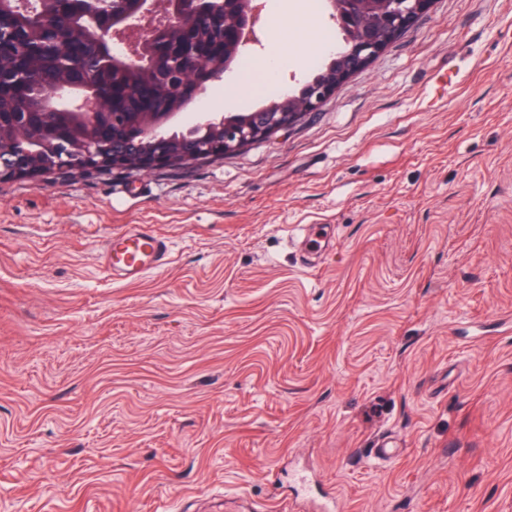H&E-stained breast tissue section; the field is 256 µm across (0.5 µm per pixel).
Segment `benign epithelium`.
<instances>
[{
    "instance_id": "obj_1",
    "label": "benign epithelium",
    "mask_w": 512,
    "mask_h": 512,
    "mask_svg": "<svg viewBox=\"0 0 512 512\" xmlns=\"http://www.w3.org/2000/svg\"><path fill=\"white\" fill-rule=\"evenodd\" d=\"M379 15L386 34L382 35L367 23L361 12L355 10L339 11L340 24L354 32L351 47L341 57L342 74L351 75L367 66L386 49V37L397 35L408 27L431 7L433 0H366ZM139 7L130 16L117 22L112 28V37L126 40L131 47L132 56L142 59V54L153 38L163 30L182 25L188 27L196 19H204L217 14L220 0H193L192 14L185 17L180 4H175L159 20L157 0H138ZM243 9L235 23L224 28V49L248 46L259 41L261 33V2L242 0ZM15 41L13 15L0 11V43ZM308 93L302 104V111L290 112L283 108L265 106L244 115L237 113L200 112L198 121L204 126L214 124L223 132L224 139L219 143H209L201 138L180 142L179 151L169 148L166 132L175 125L179 113L172 112H135L131 114L129 128L133 137L117 144L108 143L110 136L109 120L106 115L94 112V99L84 98L85 113L95 129L90 140L78 158L70 157L69 149L60 138L45 143L48 156L46 165L53 169H71L99 171L112 168V164L124 158L136 159L135 166L140 170L158 165L177 162H190L206 155L226 154L244 145L263 140L273 133L288 129L298 122L305 113L318 108L333 92L330 84L313 82L307 86ZM29 152L25 149L10 155L0 156V178L28 176Z\"/></svg>"
}]
</instances>
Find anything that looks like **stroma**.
<instances>
[{
	"label": "stroma",
	"instance_id": "35a3bbf8",
	"mask_svg": "<svg viewBox=\"0 0 512 512\" xmlns=\"http://www.w3.org/2000/svg\"><path fill=\"white\" fill-rule=\"evenodd\" d=\"M306 2L264 0L309 60L291 85L334 26ZM203 96L271 100L237 64ZM129 224L169 263L114 282L101 252ZM328 495L512 512V0H433L319 109L223 157L0 179V512Z\"/></svg>",
	"mask_w": 512,
	"mask_h": 512
}]
</instances>
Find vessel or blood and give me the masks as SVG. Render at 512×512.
Listing matches in <instances>:
<instances>
[{"label": "vessel or blood", "mask_w": 512, "mask_h": 512, "mask_svg": "<svg viewBox=\"0 0 512 512\" xmlns=\"http://www.w3.org/2000/svg\"><path fill=\"white\" fill-rule=\"evenodd\" d=\"M169 245L150 225L133 224L114 234L103 253V270L116 282H135L164 269Z\"/></svg>", "instance_id": "b4317fda"}]
</instances>
